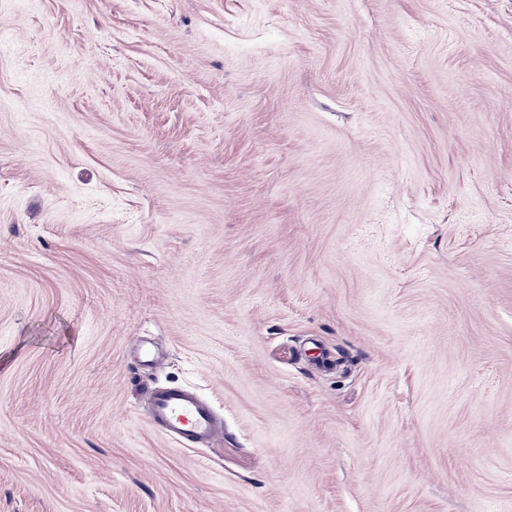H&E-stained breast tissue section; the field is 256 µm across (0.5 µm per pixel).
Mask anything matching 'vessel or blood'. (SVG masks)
<instances>
[{
	"label": "vessel or blood",
	"mask_w": 512,
	"mask_h": 512,
	"mask_svg": "<svg viewBox=\"0 0 512 512\" xmlns=\"http://www.w3.org/2000/svg\"><path fill=\"white\" fill-rule=\"evenodd\" d=\"M151 419L161 431L183 444L209 443L224 435V422L196 393L162 387L150 393Z\"/></svg>",
	"instance_id": "obj_1"
}]
</instances>
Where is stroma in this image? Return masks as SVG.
Segmentation results:
<instances>
[{
    "label": "stroma",
    "mask_w": 512,
    "mask_h": 512,
    "mask_svg": "<svg viewBox=\"0 0 512 512\" xmlns=\"http://www.w3.org/2000/svg\"><path fill=\"white\" fill-rule=\"evenodd\" d=\"M0 512H512V0H0ZM151 420L182 444L210 443L224 435V422L196 393L162 387L150 393Z\"/></svg>",
    "instance_id": "35a3bbf8"
}]
</instances>
